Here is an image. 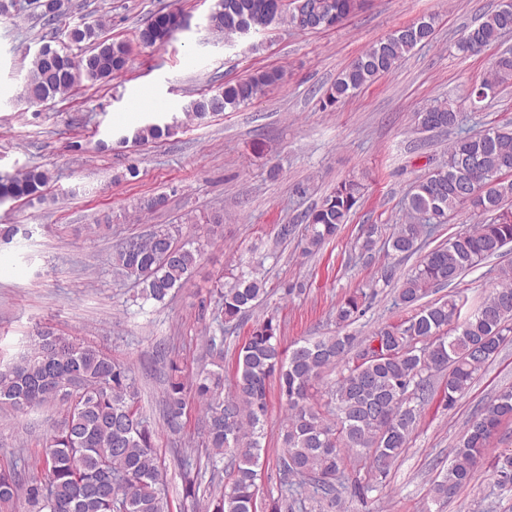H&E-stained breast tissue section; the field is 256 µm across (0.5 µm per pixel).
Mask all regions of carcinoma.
Segmentation results:
<instances>
[{
  "label": "carcinoma",
  "mask_w": 512,
  "mask_h": 512,
  "mask_svg": "<svg viewBox=\"0 0 512 512\" xmlns=\"http://www.w3.org/2000/svg\"><path fill=\"white\" fill-rule=\"evenodd\" d=\"M320 15L314 30L340 25L361 6V0H315ZM47 21L67 15L68 0H35ZM289 24V5L281 0H217L207 16L208 27L227 38L260 31L273 24ZM182 27L180 13L159 12L138 32L145 48H161ZM512 32V10L502 7L485 14L464 30L458 49L471 45L485 49ZM435 16L424 15L365 49L327 90L325 106H334L363 86L390 73L416 47L430 43ZM70 43L90 44L89 53H72L43 44L32 57L23 96L32 106H42L75 91L81 80L106 81L126 69L130 46L101 38L93 25L71 28ZM499 88L512 81V51L497 56L491 69ZM278 69H262L251 76L224 84L212 94L192 100L184 112L198 119L247 105L267 88L278 84ZM461 113L451 102L431 105L417 113V127L429 132L442 125H459ZM179 123H146L124 135V142L147 143L175 134ZM479 167L489 179L512 168V129L492 126L478 133L462 132L448 145L447 158L415 181L406 196V220L396 225L388 241L392 251L413 255L424 239L447 222L448 214L479 197L488 221L448 238L428 251L408 276L395 278L387 268L383 286L393 287L395 305L414 309L397 325L377 327L358 338L338 332L299 340L284 349L280 324L271 314L255 322L238 348L235 381L224 393L223 366L204 371L191 381L177 363L164 389L165 416L170 430L183 428L188 393L201 405L203 440L212 450V466L228 460L224 489L210 495L205 512H258V470L265 448V423L269 413L270 382L278 384L285 415L281 428L283 453L279 460L283 480L280 495L269 497L265 512L292 509L302 499L325 501L338 509L348 489L346 460L365 457L371 470L384 475L408 447L420 420V402L430 392V378L447 373L443 400L453 406L471 388L479 373L512 343V265L499 269L488 292L474 310L459 293L436 302H423L435 288L449 287L463 273L512 248V220L502 219L505 203L512 199V177L489 189L470 181L466 172ZM51 176L39 166L0 179V198L42 200ZM362 199L355 180L339 183L320 205L305 212L303 253L312 254L330 241L349 221ZM26 224L0 228V242L26 237ZM199 251L180 244L168 228L146 238H131L117 252L116 265L140 287L146 301L162 303L191 277ZM220 298L218 331L208 337L210 350L223 356L224 333L267 296L260 270L244 264L217 288ZM367 293L354 292L336 306V325L348 327L364 316ZM327 371L336 379L320 403L315 389ZM59 399L60 418L47 434L41 456L33 463L0 464V509L26 496L34 512H166L161 486L165 468L155 448V429L138 402L130 368L93 346L70 341L44 330L31 351L20 361L0 368V404L17 409L40 407ZM512 422V389L496 392L468 421L452 462L432 486V499L451 500L466 487L473 470L503 426ZM46 469V481L22 468ZM500 486L512 487V455L496 466ZM199 471L183 463L185 495L198 492Z\"/></svg>",
  "instance_id": "carcinoma-1"
}]
</instances>
